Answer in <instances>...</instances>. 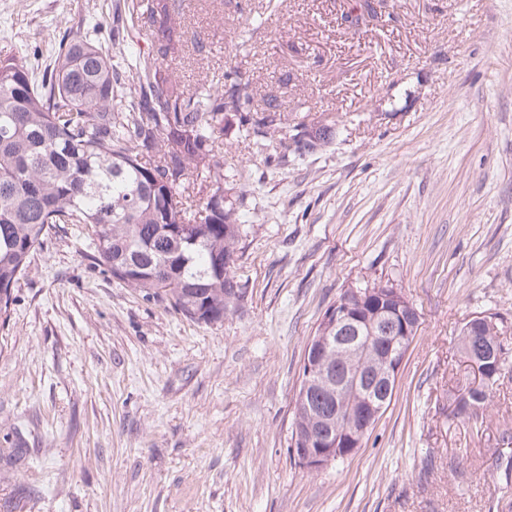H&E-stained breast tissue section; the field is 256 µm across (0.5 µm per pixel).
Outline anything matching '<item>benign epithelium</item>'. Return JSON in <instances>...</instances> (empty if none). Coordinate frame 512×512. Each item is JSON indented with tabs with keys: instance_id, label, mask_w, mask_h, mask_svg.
Instances as JSON below:
<instances>
[{
	"instance_id": "7a95c632",
	"label": "benign epithelium",
	"mask_w": 512,
	"mask_h": 512,
	"mask_svg": "<svg viewBox=\"0 0 512 512\" xmlns=\"http://www.w3.org/2000/svg\"><path fill=\"white\" fill-rule=\"evenodd\" d=\"M354 294L356 303L337 304L322 316L317 334L307 344L297 406L325 424L316 431H294L293 456L307 470L321 469L362 446L369 429L394 397L398 374L407 355L404 340L419 323L418 311L397 288H356ZM364 324L368 325L370 336L362 338L361 346L355 347L349 342L343 350H334L340 335L356 331ZM335 355L350 362L359 359L367 363L383 381L381 393L364 386L362 366L354 365L346 369L336 386V392L348 399L346 407L333 414L312 404L308 398L310 386L331 387L327 369L332 367ZM498 355L497 341L489 340L479 352L468 348L465 361L477 373L486 357Z\"/></svg>"
}]
</instances>
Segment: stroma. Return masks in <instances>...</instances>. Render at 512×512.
I'll use <instances>...</instances> for the list:
<instances>
[{
	"mask_svg": "<svg viewBox=\"0 0 512 512\" xmlns=\"http://www.w3.org/2000/svg\"><path fill=\"white\" fill-rule=\"evenodd\" d=\"M147 0H0V58L49 54L78 21ZM175 0L194 90L226 68L280 137L218 147L236 201L221 322L120 285L84 228L52 229L0 324V512H512V362L486 421L454 419L459 330L494 313L512 350V0ZM209 42L207 56L190 44ZM388 283L419 312L395 397L352 456L290 454L307 342L347 289ZM295 129L298 132L293 135L294 151L300 155L312 153L325 147L333 139L334 130L329 126L318 128L302 125ZM311 129V130H309ZM314 132V134H313Z\"/></svg>",
	"mask_w": 512,
	"mask_h": 512,
	"instance_id": "stroma-1",
	"label": "stroma"
}]
</instances>
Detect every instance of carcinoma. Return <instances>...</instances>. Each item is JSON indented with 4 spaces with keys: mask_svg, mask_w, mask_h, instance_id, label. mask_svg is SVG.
Listing matches in <instances>:
<instances>
[{
    "mask_svg": "<svg viewBox=\"0 0 512 512\" xmlns=\"http://www.w3.org/2000/svg\"><path fill=\"white\" fill-rule=\"evenodd\" d=\"M169 0H149L142 12L152 50L138 57L126 82L102 40L124 31L100 17L89 34L68 31L49 56L0 59V319L8 318L13 288L56 224H82L95 259L112 278L147 296L167 299L185 317L221 321L244 291L234 274L239 227L224 199V163L216 144L232 118L265 138L286 128L277 98L253 108L240 72L224 70L216 88L189 92L160 60L184 43ZM329 126H300L294 151L315 152L333 139ZM481 323L459 335L479 342L498 336ZM506 349L482 385L467 381L452 395L453 417L484 423L486 388L499 381ZM335 411L345 399L310 389Z\"/></svg>",
    "mask_w": 512,
    "mask_h": 512,
    "instance_id": "obj_1",
    "label": "carcinoma"
}]
</instances>
